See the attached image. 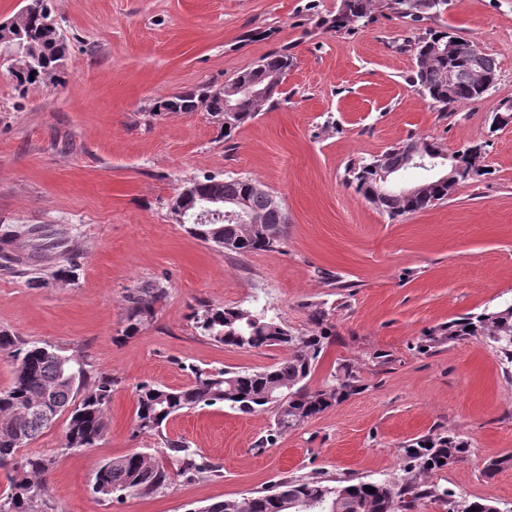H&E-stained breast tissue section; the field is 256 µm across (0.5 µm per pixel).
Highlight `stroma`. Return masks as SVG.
Instances as JSON below:
<instances>
[{
    "instance_id": "1",
    "label": "stroma",
    "mask_w": 512,
    "mask_h": 512,
    "mask_svg": "<svg viewBox=\"0 0 512 512\" xmlns=\"http://www.w3.org/2000/svg\"><path fill=\"white\" fill-rule=\"evenodd\" d=\"M52 4L68 45L62 85L19 96L0 61V234L40 227L70 252L46 251L30 234L0 241V255L23 261L20 272L0 269V330L83 358L91 375L115 382L96 447L64 448L62 417L29 447L53 459L44 481L56 512H199L285 477L390 479L405 443L433 429L470 451L432 473V484L512 507V466L483 473L512 454V377L475 338L416 348L429 329L512 299V124L489 130L512 101V0H448L419 23L381 2L349 34L318 23L339 0ZM434 30L495 60L497 82L482 99L441 112L412 86L415 47ZM282 47L294 65L280 105L231 138L201 110L152 115L158 99L222 85ZM411 136L449 152L487 142L489 172L424 211L389 217L346 184L345 169ZM206 175L249 177L276 196L288 213L282 248L242 256L187 233L169 203ZM33 276L44 285L30 286ZM147 283L167 297L148 327L125 337L128 296ZM322 302L336 334L309 386L350 360L359 393L262 450L269 414L219 405L171 417L163 437L134 434L139 383L182 388L184 362L260 370L282 358L275 347L200 336L192 315L201 304L257 307L303 331L309 305ZM165 437L200 449L220 475L177 478L120 502L93 494L97 466L157 453Z\"/></svg>"
}]
</instances>
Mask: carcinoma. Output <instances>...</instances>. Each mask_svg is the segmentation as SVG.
I'll return each mask as SVG.
<instances>
[{"label": "carcinoma", "instance_id": "cac0c4a2", "mask_svg": "<svg viewBox=\"0 0 512 512\" xmlns=\"http://www.w3.org/2000/svg\"><path fill=\"white\" fill-rule=\"evenodd\" d=\"M378 0H340L336 13L319 24L334 32L351 33L365 23ZM387 6L404 18L420 22L442 14L448 0H388ZM6 60L16 90L57 87L63 83L67 45L52 19L42 13L18 11L7 28ZM417 66L411 83L418 92L446 112L448 108L477 101L497 79L495 61L476 44L448 31H434L416 45ZM286 49L260 58L236 76V83L220 88L203 85L156 101V113L208 112L222 138L228 139L239 126L255 118L265 107L278 103L280 87L293 66ZM261 90L258 95L240 94L238 83ZM235 112L225 116L224 100ZM487 143L467 147L465 173L454 183L426 178L410 196L399 191L377 189L376 166L402 165L407 154L437 155L441 146L425 138H410L369 161L347 168L349 183L371 204L391 217L413 214L444 201L456 186L487 173ZM253 179L207 177L193 180L195 193L207 197L242 198L248 201L257 224L190 223L188 233L222 250L239 255L275 251L286 237V225L276 223L277 214L265 195L252 192ZM167 291L148 283L128 295L125 333L134 336L156 315V306ZM195 328L210 341L242 350L277 347L285 356L260 371L232 368L202 369L184 364L191 382L170 389L142 382L135 390L134 432L156 434L172 415L197 407L223 405L242 414L269 412L273 429L261 444L273 446L277 437L296 430L330 407L361 390L360 367L350 361L336 365L317 389L308 382L324 354L327 340L334 336L329 312L320 304L310 306L306 332H294L265 310L203 304L194 311ZM477 338L492 347L502 364L512 366V301L479 313H469L426 332L417 345L428 353L448 342ZM0 354L13 365L11 384L0 389V469L7 471L9 490L0 493V512H37L51 505L43 499L42 477L51 459L25 454L43 429L63 412H68L65 447L90 448L108 428L107 410L115 381L108 376L92 377L88 364L66 356L56 348L0 332ZM169 465L146 452L110 459L94 473L92 491L99 497L120 502L128 495H149L169 485L172 478L191 479L208 468L200 452L183 440L164 439ZM469 444L455 434L432 430L403 446L401 474L389 480L357 481L343 477L334 481L320 477H286L270 488L251 492L235 500L212 504L217 512H416L419 502L430 499L448 507L447 512H500L495 502L450 500L448 492L428 481L430 475L461 461ZM375 492L370 493L366 487Z\"/></svg>", "mask_w": 512, "mask_h": 512}]
</instances>
